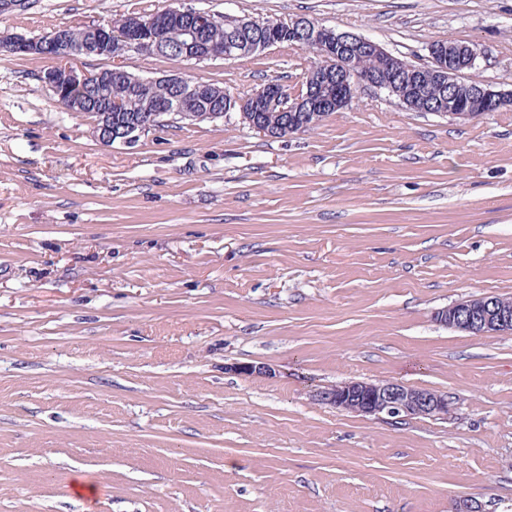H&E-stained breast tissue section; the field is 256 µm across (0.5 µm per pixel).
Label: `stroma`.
Returning a JSON list of instances; mask_svg holds the SVG:
<instances>
[{"instance_id": "1", "label": "stroma", "mask_w": 512, "mask_h": 512, "mask_svg": "<svg viewBox=\"0 0 512 512\" xmlns=\"http://www.w3.org/2000/svg\"><path fill=\"white\" fill-rule=\"evenodd\" d=\"M180 1L305 17L419 65L466 43L512 89V0H25L0 35ZM314 61L284 43L124 65L243 95ZM49 65L0 53V512H512V335L437 317L512 297V111L452 121L365 88L286 138L231 113L127 148L57 105ZM385 380L447 395V415L312 399Z\"/></svg>"}]
</instances>
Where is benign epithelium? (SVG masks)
<instances>
[{
  "label": "benign epithelium",
  "instance_id": "7a95c632",
  "mask_svg": "<svg viewBox=\"0 0 512 512\" xmlns=\"http://www.w3.org/2000/svg\"><path fill=\"white\" fill-rule=\"evenodd\" d=\"M173 18L179 20L178 47L186 60H231L245 51L255 54L286 40L312 52L321 62L311 65L298 89H286L271 81L247 95H235L223 101L182 76L166 75L161 79L173 85L176 93L164 104L146 108L137 123L127 125L110 118L103 121L97 134L102 143L132 147L146 132L167 123L169 116L194 120L201 112L211 118L216 112H238L241 120L260 134L288 136L306 127V113L339 112L365 87L386 90L410 108L428 97L433 84L441 90V95L430 111L452 120H470L483 112L512 108V90L470 82L457 67V57L462 54L466 55L468 67H476L477 55L465 44L448 41L429 45V62L424 65L432 77L429 84L422 79L419 70L404 66L400 58L387 52L378 42L352 32H337L304 17L286 24L269 21L258 29L251 19L227 15L225 22L235 31V37L224 44L208 40L209 31L216 23L211 12L179 6L150 16H130L118 36L112 34L111 29L97 25L77 44L62 31L34 37L0 36V44L17 55L35 53L53 60L41 79L65 110L110 112L112 103L102 104L87 92L101 89L111 75L133 83L161 80L129 73L121 66V61L132 55L159 54L165 45L164 32ZM92 55L108 57L113 63L111 74L71 65L75 56ZM366 57L381 61L386 70L398 76L397 81L380 83L378 72L360 67V60ZM277 105L282 118L275 124L268 121L266 112ZM437 318L450 328L477 336L512 333V305L494 295L458 301L438 312ZM231 370L247 377L272 375L270 367L260 364L238 363ZM313 399L340 411L391 420L448 414V396L393 381L328 385L316 389Z\"/></svg>",
  "mask_w": 512,
  "mask_h": 512
}]
</instances>
